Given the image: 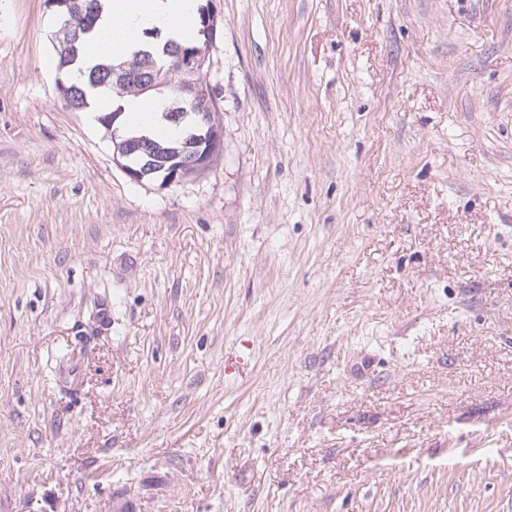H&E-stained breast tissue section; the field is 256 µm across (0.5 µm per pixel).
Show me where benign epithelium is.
<instances>
[{"mask_svg": "<svg viewBox=\"0 0 512 512\" xmlns=\"http://www.w3.org/2000/svg\"><path fill=\"white\" fill-rule=\"evenodd\" d=\"M202 20L203 33L207 36L204 46L179 48L172 54L173 62L167 68L158 70L150 63L144 71L138 60L122 66L123 73L138 77L143 91L167 90L175 95L176 105L165 113L167 120L180 124L193 117L196 133L189 145L170 152L169 166L161 181L163 186L180 183L206 171L224 142V125L219 113L214 111V90L204 78L207 50L215 40L219 19L209 9ZM112 161L136 183L154 180L157 163L140 139L115 144Z\"/></svg>", "mask_w": 512, "mask_h": 512, "instance_id": "obj_1", "label": "benign epithelium"}]
</instances>
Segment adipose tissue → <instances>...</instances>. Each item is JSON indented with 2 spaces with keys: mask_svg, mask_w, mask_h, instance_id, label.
<instances>
[{
  "mask_svg": "<svg viewBox=\"0 0 512 512\" xmlns=\"http://www.w3.org/2000/svg\"><path fill=\"white\" fill-rule=\"evenodd\" d=\"M101 11L71 79H81L91 68L132 57L141 51H161L169 41L188 43L195 39L200 0H101ZM169 96L113 98L106 90L87 92V110L103 114L120 110L123 132L170 140L181 138L184 126L163 117Z\"/></svg>",
  "mask_w": 512,
  "mask_h": 512,
  "instance_id": "obj_1",
  "label": "adipose tissue"
}]
</instances>
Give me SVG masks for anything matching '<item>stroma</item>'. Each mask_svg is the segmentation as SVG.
Returning a JSON list of instances; mask_svg holds the SVG:
<instances>
[{
    "label": "stroma",
    "mask_w": 512,
    "mask_h": 512,
    "mask_svg": "<svg viewBox=\"0 0 512 512\" xmlns=\"http://www.w3.org/2000/svg\"><path fill=\"white\" fill-rule=\"evenodd\" d=\"M208 5L163 186L0 0V512H512V0Z\"/></svg>",
    "instance_id": "1"
}]
</instances>
